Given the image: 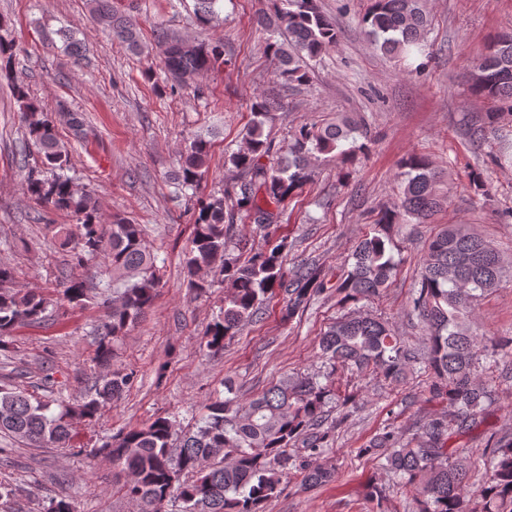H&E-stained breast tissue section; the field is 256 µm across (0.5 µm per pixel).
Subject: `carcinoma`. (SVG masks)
<instances>
[{
  "label": "carcinoma",
  "mask_w": 512,
  "mask_h": 512,
  "mask_svg": "<svg viewBox=\"0 0 512 512\" xmlns=\"http://www.w3.org/2000/svg\"><path fill=\"white\" fill-rule=\"evenodd\" d=\"M221 2L195 0L197 21L217 19ZM89 6L113 39L144 53L135 19L112 10V0H89ZM362 23L374 49L399 58L424 45L430 20L425 0H371ZM257 25L271 33L267 51L278 63V77L291 86L307 84L309 62L339 39L336 25L320 11L317 0H267ZM154 40L166 71L181 85L228 64L221 43L192 45L163 26L155 27ZM13 65L12 47L0 41V78L12 83L21 122L39 158L25 174L23 190L30 199L75 221V226L63 224L56 231L59 247L72 264L103 259V291L94 294L84 280L68 275L60 276L57 288L75 307L93 300L111 310L97 345L98 362L107 367L111 345L153 304L163 271L141 225L120 214L104 220L95 190L68 175L71 154L58 139L55 121L30 98ZM466 81L473 94L501 102L512 116L511 32L487 40L484 53L468 68ZM277 109L276 100L255 97L243 146L225 159L236 170V180L191 207L193 236L184 255L187 287L199 296L207 293L212 273L227 284L222 316L206 331L210 353L224 350L226 339L259 321L263 305L277 293L286 302L288 319L330 288L336 289L344 308L381 297L399 266L394 251L400 219L426 224L444 203L436 166L428 157L410 153L399 164L398 202L378 214L369 233L353 246L336 281L314 262L286 273L280 257L288 242L278 224L286 200L312 180L320 156L332 154L347 169L370 150L374 137L365 120L347 116L302 124L291 133L286 156L272 164L268 158L274 145L265 127ZM507 114L487 112L471 120L472 140L484 141L487 130ZM211 151L206 134L187 142L171 176L178 190L197 189L209 172ZM240 213L263 231L264 249L247 252L235 237ZM505 273L504 258L468 225H439L430 234L409 301L408 316L423 328L424 346L404 341L386 320L347 312L329 323L319 339L329 371L283 377L245 401L227 381V396L211 401L195 425L181 429L172 418L158 416L119 432L101 451L124 475L125 494L139 512H161L166 502L179 504L178 512H266L290 476L303 486H315L335 475L322 458L349 417L347 398L336 417L329 418L326 409L336 397V367L395 387L414 373L426 376L431 396L455 407L456 414L423 415L409 431L384 426L359 454L385 459L387 469L413 490L416 512H512V437L502 435L486 445L485 481L474 503L463 494L466 449L450 447L464 429L481 425L494 401L496 380L478 377L487 348L471 336L469 316L482 296L499 287ZM13 280L11 267L0 264L1 336L20 325L41 324L54 302L40 290L12 287ZM132 381L130 372L112 371L81 404L60 403L56 412L19 385H0V433L28 448H69L73 420L92 423Z\"/></svg>",
  "instance_id": "1"
}]
</instances>
